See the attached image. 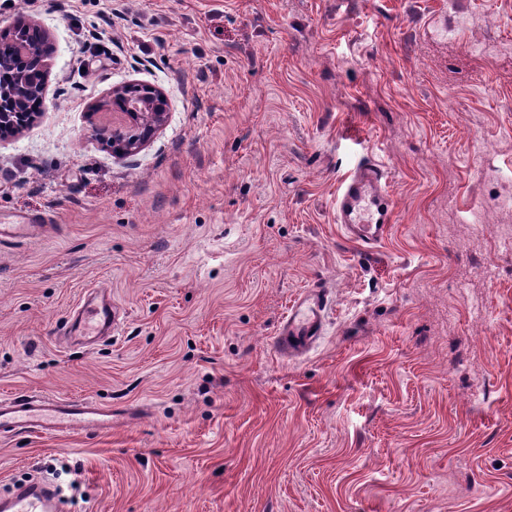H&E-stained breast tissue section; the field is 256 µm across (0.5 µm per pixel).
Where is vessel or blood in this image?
I'll use <instances>...</instances> for the list:
<instances>
[{
  "label": "vessel or blood",
  "instance_id": "vessel-or-blood-1",
  "mask_svg": "<svg viewBox=\"0 0 512 512\" xmlns=\"http://www.w3.org/2000/svg\"><path fill=\"white\" fill-rule=\"evenodd\" d=\"M336 222L352 241L375 245L384 240L394 222L390 195L381 169L373 163L347 179L336 197ZM328 304L320 287L305 289L293 302L273 340L283 356L306 351L320 336ZM112 325L106 305L84 301L69 324L67 339L98 337ZM112 410L90 398L61 399L47 395L0 398V434L62 432L99 434L111 431ZM0 512H65L54 489L29 484L0 499Z\"/></svg>",
  "mask_w": 512,
  "mask_h": 512
}]
</instances>
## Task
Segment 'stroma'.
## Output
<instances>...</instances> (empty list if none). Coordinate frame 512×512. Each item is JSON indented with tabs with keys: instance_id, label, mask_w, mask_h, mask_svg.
I'll use <instances>...</instances> for the list:
<instances>
[{
	"instance_id": "obj_1",
	"label": "stroma",
	"mask_w": 512,
	"mask_h": 512,
	"mask_svg": "<svg viewBox=\"0 0 512 512\" xmlns=\"http://www.w3.org/2000/svg\"><path fill=\"white\" fill-rule=\"evenodd\" d=\"M468 24L443 29L455 13ZM53 54L36 121L0 138V397L90 398L107 434L0 435V497L70 512H512V247L469 218L482 140L512 179L507 0H0ZM162 90L153 141L113 157L92 105ZM378 163L380 244L336 222ZM323 334L272 339L305 288ZM93 287L116 326L59 339ZM1 512H65L56 491L43 484H29L0 499Z\"/></svg>"
}]
</instances>
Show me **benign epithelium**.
Listing matches in <instances>:
<instances>
[{"label": "benign epithelium", "mask_w": 512, "mask_h": 512, "mask_svg": "<svg viewBox=\"0 0 512 512\" xmlns=\"http://www.w3.org/2000/svg\"><path fill=\"white\" fill-rule=\"evenodd\" d=\"M49 55L47 40L31 41L26 26L0 31V129L24 126L31 118L30 101L44 99ZM112 106L133 121L127 129L114 125L97 131L117 157L142 149L165 123L166 97L148 85L126 84L112 89Z\"/></svg>", "instance_id": "7a95c632"}]
</instances>
